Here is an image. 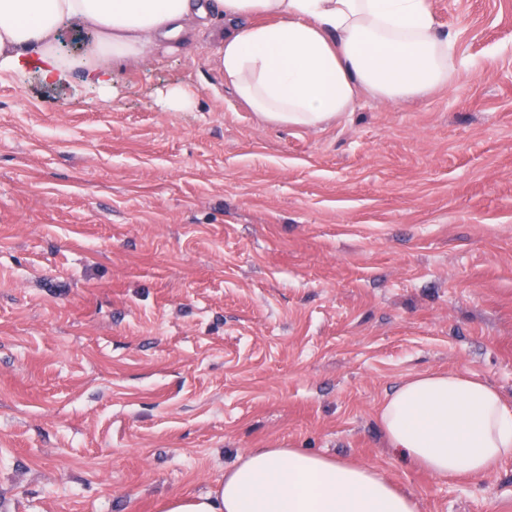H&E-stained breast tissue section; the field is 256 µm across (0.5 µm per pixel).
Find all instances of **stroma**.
<instances>
[{"instance_id":"35a3bbf8","label":"stroma","mask_w":512,"mask_h":512,"mask_svg":"<svg viewBox=\"0 0 512 512\" xmlns=\"http://www.w3.org/2000/svg\"><path fill=\"white\" fill-rule=\"evenodd\" d=\"M432 6L455 85L317 127L238 103L205 32L106 94L0 75V512H162L254 448L512 512V459L440 477L376 419L443 369L512 403V0ZM161 101L169 111L185 112L194 105V93L182 85H173L162 93Z\"/></svg>"}]
</instances>
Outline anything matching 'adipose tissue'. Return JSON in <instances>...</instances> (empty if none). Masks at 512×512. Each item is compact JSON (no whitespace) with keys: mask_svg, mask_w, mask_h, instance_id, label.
Wrapping results in <instances>:
<instances>
[{"mask_svg":"<svg viewBox=\"0 0 512 512\" xmlns=\"http://www.w3.org/2000/svg\"><path fill=\"white\" fill-rule=\"evenodd\" d=\"M216 67L262 120L314 126L350 111L359 94L401 101L448 88L454 36L430 0H0V73L38 55L47 80L99 79L147 61L159 43L194 39L213 17ZM92 35L75 55L56 46L63 25ZM390 448L441 477L477 476L512 457V406L460 371L425 372L382 400ZM164 512H419L376 467L294 448L239 456L206 494L168 500Z\"/></svg>","mask_w":512,"mask_h":512,"instance_id":"adipose-tissue-1","label":"adipose tissue"}]
</instances>
